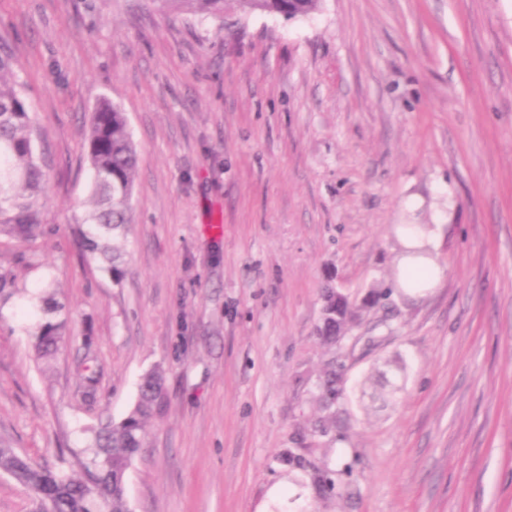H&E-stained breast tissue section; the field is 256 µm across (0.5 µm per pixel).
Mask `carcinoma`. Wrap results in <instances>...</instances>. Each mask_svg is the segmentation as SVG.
Masks as SVG:
<instances>
[{
  "label": "carcinoma",
  "instance_id": "cac0c4a2",
  "mask_svg": "<svg viewBox=\"0 0 512 512\" xmlns=\"http://www.w3.org/2000/svg\"><path fill=\"white\" fill-rule=\"evenodd\" d=\"M162 13L186 12L221 17L224 7L234 3L243 11L277 13L288 19L305 16L320 0H150ZM16 59L0 46V236L30 245L48 233L40 220V206L46 185V171L37 152L39 136L34 113L24 86L14 78ZM91 169L89 185L93 208L77 220L86 225L79 237L82 253L98 254L108 261V271L120 281V255L108 252L102 241L126 232L133 196L138 154L127 117L116 105L99 99L92 114L87 137ZM49 315L36 335V346L50 354L63 341L66 306L49 295L43 300ZM353 316L352 304L325 295L321 334L336 339ZM165 404L163 377L158 371L146 373L138 398L128 415L119 422L106 421L91 429L86 444L83 476L74 478L62 469L33 464L27 456L0 446V473L7 474L34 495L36 512H129L125 473L143 445V424L160 414Z\"/></svg>",
  "mask_w": 512,
  "mask_h": 512
}]
</instances>
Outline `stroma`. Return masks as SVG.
Returning <instances> with one entry per match:
<instances>
[{
  "mask_svg": "<svg viewBox=\"0 0 512 512\" xmlns=\"http://www.w3.org/2000/svg\"><path fill=\"white\" fill-rule=\"evenodd\" d=\"M0 44L52 229L0 298V440L80 476L85 428L123 419L158 368L130 512H512V0L225 23L0 0ZM102 97L140 157L117 283L76 236ZM398 224L438 227L446 274L425 297L389 288ZM329 287L360 309L333 343ZM49 291L68 335L42 357Z\"/></svg>",
  "mask_w": 512,
  "mask_h": 512,
  "instance_id": "1",
  "label": "stroma"
}]
</instances>
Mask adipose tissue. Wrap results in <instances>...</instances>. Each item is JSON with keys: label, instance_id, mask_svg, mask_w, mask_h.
<instances>
[{"label": "adipose tissue", "instance_id": "obj_1", "mask_svg": "<svg viewBox=\"0 0 512 512\" xmlns=\"http://www.w3.org/2000/svg\"><path fill=\"white\" fill-rule=\"evenodd\" d=\"M397 234L403 246L420 244L426 246L430 253L429 258L417 264L411 263L409 258H400L395 277L397 287L407 296H425L437 287L445 273L435 252V231L427 224H401L397 227Z\"/></svg>", "mask_w": 512, "mask_h": 512}]
</instances>
